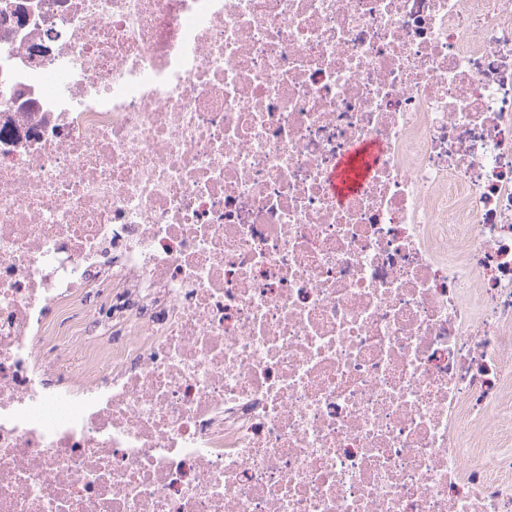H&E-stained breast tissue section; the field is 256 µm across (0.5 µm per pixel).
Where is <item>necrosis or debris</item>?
I'll return each mask as SVG.
<instances>
[{"mask_svg": "<svg viewBox=\"0 0 512 512\" xmlns=\"http://www.w3.org/2000/svg\"><path fill=\"white\" fill-rule=\"evenodd\" d=\"M0 512H512V0H0ZM378 150L377 145L360 143L339 162V169L333 178L335 192L339 199L345 198L355 189Z\"/></svg>", "mask_w": 512, "mask_h": 512, "instance_id": "4bbe7bcc", "label": "necrosis or debris"}]
</instances>
